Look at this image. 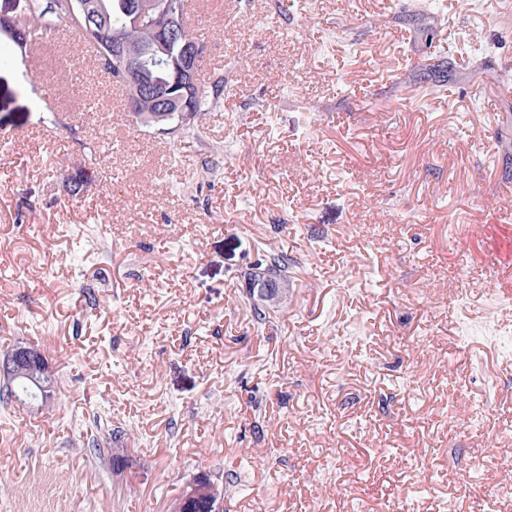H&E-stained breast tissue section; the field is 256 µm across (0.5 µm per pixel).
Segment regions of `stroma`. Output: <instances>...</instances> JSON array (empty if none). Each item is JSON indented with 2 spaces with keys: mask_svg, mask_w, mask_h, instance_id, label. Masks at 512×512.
Returning a JSON list of instances; mask_svg holds the SVG:
<instances>
[{
  "mask_svg": "<svg viewBox=\"0 0 512 512\" xmlns=\"http://www.w3.org/2000/svg\"><path fill=\"white\" fill-rule=\"evenodd\" d=\"M197 128L0 32V512H512V0H193ZM269 252L288 302L257 325ZM126 463L113 465L114 449ZM201 84L199 96H195V89L190 91V102L195 107V112L192 113L193 120L195 117L198 119L199 116L204 115V112H208L209 104H217L221 96L224 95V76L209 82V85H206L204 80ZM0 372L7 378L26 376L41 390L44 401L53 394L51 367L45 356L36 348L28 345H16L0 361ZM41 401V406L47 402ZM211 483L207 480H198L183 490L179 498L176 500L172 511H183L185 507L192 501L196 500L203 494H212L208 497L207 510L212 512H222L224 509V490L223 497L214 493V488H210Z\"/></svg>",
  "mask_w": 512,
  "mask_h": 512,
  "instance_id": "35a3bbf8",
  "label": "stroma"
}]
</instances>
